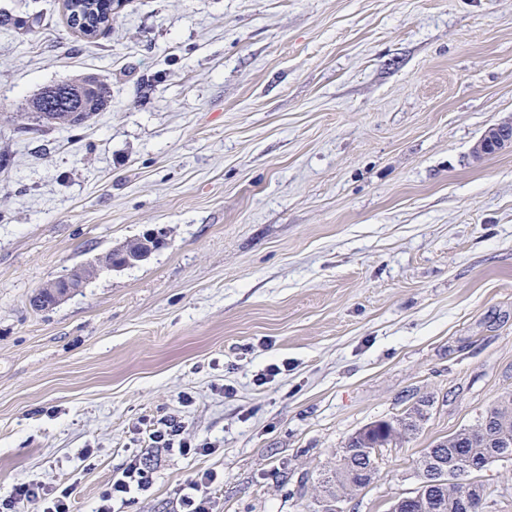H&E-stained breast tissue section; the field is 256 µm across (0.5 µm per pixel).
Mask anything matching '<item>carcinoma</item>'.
I'll use <instances>...</instances> for the list:
<instances>
[{"label":"carcinoma","instance_id":"cac0c4a2","mask_svg":"<svg viewBox=\"0 0 512 512\" xmlns=\"http://www.w3.org/2000/svg\"><path fill=\"white\" fill-rule=\"evenodd\" d=\"M114 0H64L68 25L86 39H93L111 28ZM111 98L110 87L95 76H83L63 84L56 90L42 88L28 104L24 123L18 128L22 135H38L58 126L81 129L89 118L103 110ZM158 248L149 235L132 240L128 246L106 251L97 262V270H83L89 280L111 266L127 263L126 253L142 245ZM37 310L57 304L55 290L40 288L31 298ZM425 419L420 406L413 405L395 420L373 422L354 433L340 449L336 461L318 478L321 512H334L331 506L351 499L372 484L379 474L381 449L395 445L416 434ZM512 458V394L507 393L489 406L478 423L462 428L424 449L416 461L420 483L437 481L428 491H415L411 499L400 504L399 512H485L486 491L466 479L471 473L467 463H486ZM468 492L469 508H464L460 494Z\"/></svg>","mask_w":512,"mask_h":512}]
</instances>
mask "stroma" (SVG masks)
<instances>
[{
	"instance_id": "stroma-1",
	"label": "stroma",
	"mask_w": 512,
	"mask_h": 512,
	"mask_svg": "<svg viewBox=\"0 0 512 512\" xmlns=\"http://www.w3.org/2000/svg\"><path fill=\"white\" fill-rule=\"evenodd\" d=\"M1 13L0 498L62 485L94 512L137 453L129 512H179L207 470L215 512H314L347 439L423 399L340 504L389 512L423 449L512 392V151L470 156L512 116V0H124L91 40L63 0ZM87 74L112 101L82 132L17 133ZM157 229L147 260L31 307ZM174 413L212 450L139 441ZM471 478L512 512V460Z\"/></svg>"
}]
</instances>
